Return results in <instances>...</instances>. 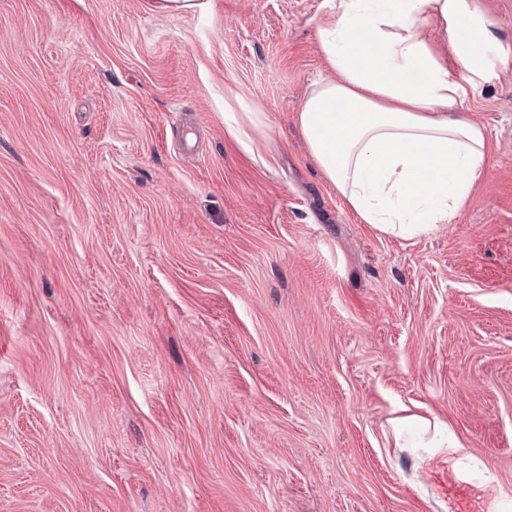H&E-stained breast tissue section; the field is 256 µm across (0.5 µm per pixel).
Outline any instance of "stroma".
Listing matches in <instances>:
<instances>
[{
	"label": "stroma",
	"instance_id": "stroma-1",
	"mask_svg": "<svg viewBox=\"0 0 512 512\" xmlns=\"http://www.w3.org/2000/svg\"><path fill=\"white\" fill-rule=\"evenodd\" d=\"M475 4L486 175L404 239L295 122L332 0H0V512H512V0ZM235 112L224 115V123L228 131L234 136L237 143L247 152L252 151L253 138L251 132H261L265 116L262 112H243V117H236Z\"/></svg>",
	"mask_w": 512,
	"mask_h": 512
}]
</instances>
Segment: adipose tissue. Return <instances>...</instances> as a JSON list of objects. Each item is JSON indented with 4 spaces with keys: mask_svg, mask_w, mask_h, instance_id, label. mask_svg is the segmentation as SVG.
Segmentation results:
<instances>
[{
    "mask_svg": "<svg viewBox=\"0 0 512 512\" xmlns=\"http://www.w3.org/2000/svg\"><path fill=\"white\" fill-rule=\"evenodd\" d=\"M333 10L318 42L335 76L296 114L308 151L364 223L428 234L485 175L486 131L456 107L494 73V23L473 0H334ZM433 23L445 51L424 35Z\"/></svg>",
    "mask_w": 512,
    "mask_h": 512,
    "instance_id": "obj_1",
    "label": "adipose tissue"
}]
</instances>
